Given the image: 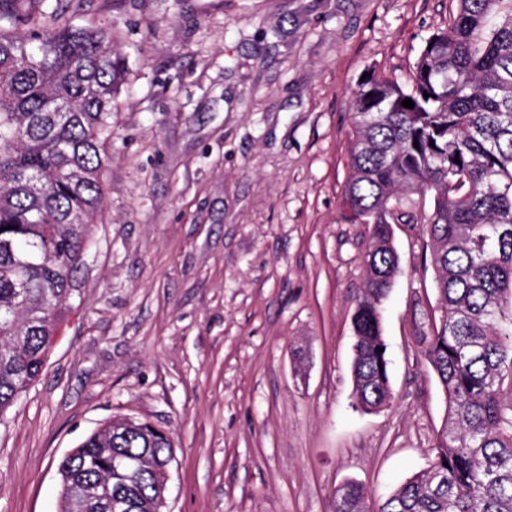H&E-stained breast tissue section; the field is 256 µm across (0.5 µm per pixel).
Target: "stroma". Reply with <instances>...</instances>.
<instances>
[{
  "mask_svg": "<svg viewBox=\"0 0 512 512\" xmlns=\"http://www.w3.org/2000/svg\"><path fill=\"white\" fill-rule=\"evenodd\" d=\"M456 0H86L127 58L75 311L0 416V512H59L57 463L116 414L168 431L169 512H333L426 467L445 394L423 225H394L393 400L356 409L370 228L340 217L363 74L406 80ZM366 491L357 483L345 485L336 498L335 512H368Z\"/></svg>",
  "mask_w": 512,
  "mask_h": 512,
  "instance_id": "stroma-1",
  "label": "stroma"
}]
</instances>
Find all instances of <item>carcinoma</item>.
I'll return each instance as SVG.
<instances>
[{"label":"carcinoma","mask_w":512,"mask_h":512,"mask_svg":"<svg viewBox=\"0 0 512 512\" xmlns=\"http://www.w3.org/2000/svg\"><path fill=\"white\" fill-rule=\"evenodd\" d=\"M457 3L409 83L373 74L351 100L341 216L370 226L352 316L355 406L393 399L381 305L398 269L391 225L403 220L431 241L440 313L420 343L448 403L427 467L377 512H512V0ZM81 9L0 0L1 415L39 379L75 310L74 273L104 214L127 63L112 29L70 21ZM427 193L430 214L400 211ZM173 461L164 429L114 416L58 461L60 512H118L117 499L123 512H159ZM89 485L101 489L92 500ZM366 500L349 483L335 512H368Z\"/></svg>","instance_id":"1"}]
</instances>
